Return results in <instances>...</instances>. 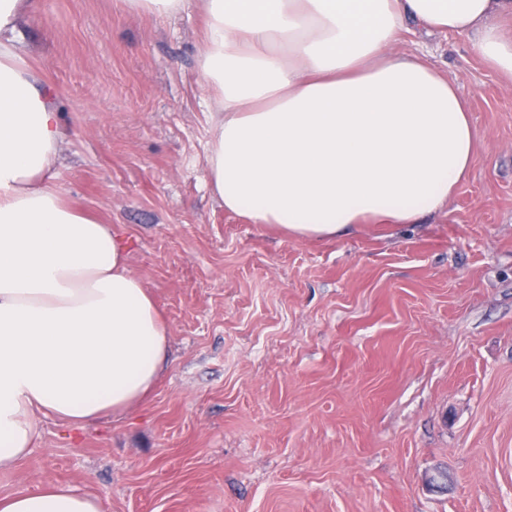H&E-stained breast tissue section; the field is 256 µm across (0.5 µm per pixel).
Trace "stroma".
<instances>
[{
	"label": "stroma",
	"instance_id": "obj_1",
	"mask_svg": "<svg viewBox=\"0 0 512 512\" xmlns=\"http://www.w3.org/2000/svg\"><path fill=\"white\" fill-rule=\"evenodd\" d=\"M197 0H36L19 47L63 114L62 196L130 242L168 328L147 401L38 441L0 498L63 485L104 512H512V78L411 28L466 100L476 150L448 207L297 238L207 187L216 118ZM122 2L130 10L156 16L176 14L185 6V0H122Z\"/></svg>",
	"mask_w": 512,
	"mask_h": 512
}]
</instances>
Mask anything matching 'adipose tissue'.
<instances>
[{"label": "adipose tissue", "mask_w": 512, "mask_h": 512, "mask_svg": "<svg viewBox=\"0 0 512 512\" xmlns=\"http://www.w3.org/2000/svg\"><path fill=\"white\" fill-rule=\"evenodd\" d=\"M35 0H0V468L43 413L83 426L145 400L167 358L129 243L67 204L51 165L61 114L14 35ZM198 68L218 114L210 191L253 224L304 237L412 224L450 203L475 149L468 107L426 62L389 54L406 19L471 39L512 75L497 20L512 0H202ZM0 512H103L47 486Z\"/></svg>", "instance_id": "ef3b65f1"}]
</instances>
